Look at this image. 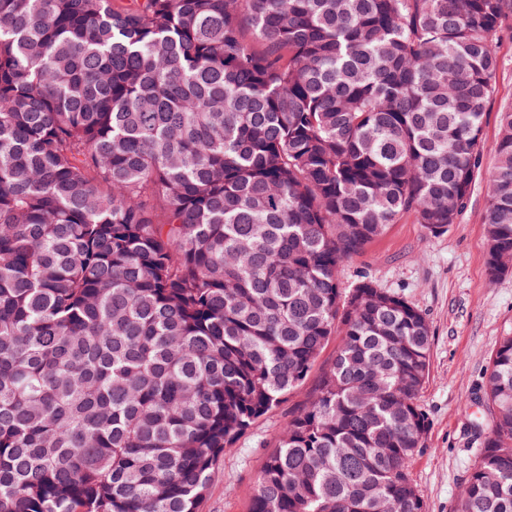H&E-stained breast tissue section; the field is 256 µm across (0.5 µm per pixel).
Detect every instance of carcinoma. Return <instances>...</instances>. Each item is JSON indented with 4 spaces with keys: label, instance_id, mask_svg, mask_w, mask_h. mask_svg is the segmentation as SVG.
Here are the masks:
<instances>
[{
    "label": "carcinoma",
    "instance_id": "obj_1",
    "mask_svg": "<svg viewBox=\"0 0 512 512\" xmlns=\"http://www.w3.org/2000/svg\"><path fill=\"white\" fill-rule=\"evenodd\" d=\"M512 0H0V512H197L302 386L251 512H426V315L343 264L482 167ZM512 272V106L487 177ZM454 512H512V332Z\"/></svg>",
    "mask_w": 512,
    "mask_h": 512
}]
</instances>
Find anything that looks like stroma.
Here are the masks:
<instances>
[{
    "label": "stroma",
    "mask_w": 512,
    "mask_h": 512,
    "mask_svg": "<svg viewBox=\"0 0 512 512\" xmlns=\"http://www.w3.org/2000/svg\"><path fill=\"white\" fill-rule=\"evenodd\" d=\"M494 41L499 60L496 92L484 117V168L495 162L498 114L512 104V30ZM486 180L477 176L456 224L431 234L413 217L402 218L344 263V286L367 279L396 292L429 321V376L420 405L429 419L425 445L410 464L427 512H453L474 460L477 397L489 359L505 331H512V274L491 280L487 269ZM312 382L284 398L224 455L211 476L198 512H251L256 479L273 452L289 412L304 404Z\"/></svg>",
    "instance_id": "stroma-1"
}]
</instances>
